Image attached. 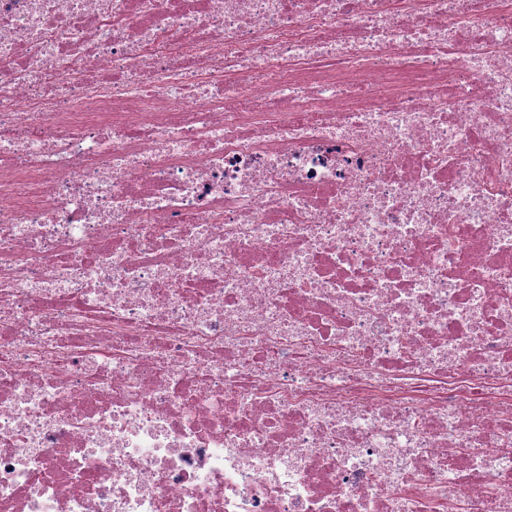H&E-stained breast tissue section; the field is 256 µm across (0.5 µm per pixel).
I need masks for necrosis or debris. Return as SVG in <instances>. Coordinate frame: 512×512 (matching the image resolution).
<instances>
[{
  "instance_id": "obj_1",
  "label": "necrosis or debris",
  "mask_w": 512,
  "mask_h": 512,
  "mask_svg": "<svg viewBox=\"0 0 512 512\" xmlns=\"http://www.w3.org/2000/svg\"><path fill=\"white\" fill-rule=\"evenodd\" d=\"M0 512H512V0H0Z\"/></svg>"
}]
</instances>
